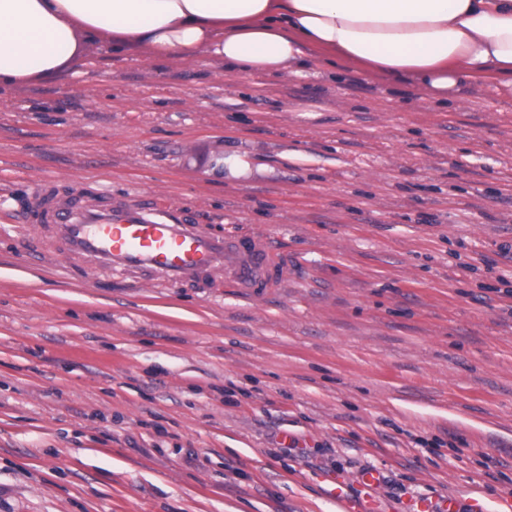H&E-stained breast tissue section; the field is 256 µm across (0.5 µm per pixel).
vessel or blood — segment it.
<instances>
[{
  "mask_svg": "<svg viewBox=\"0 0 512 512\" xmlns=\"http://www.w3.org/2000/svg\"><path fill=\"white\" fill-rule=\"evenodd\" d=\"M34 209L44 242L34 257L84 263L136 283H164L204 291L230 285L258 295L281 286L288 269L259 234L227 237L175 204L112 197L84 184L59 196L53 185L36 195ZM379 478L363 476L361 500H341L343 512H379Z\"/></svg>",
  "mask_w": 512,
  "mask_h": 512,
  "instance_id": "obj_1",
  "label": "vessel or blood"
}]
</instances>
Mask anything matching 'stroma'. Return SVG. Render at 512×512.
I'll return each instance as SVG.
<instances>
[{
    "label": "stroma",
    "mask_w": 512,
    "mask_h": 512,
    "mask_svg": "<svg viewBox=\"0 0 512 512\" xmlns=\"http://www.w3.org/2000/svg\"><path fill=\"white\" fill-rule=\"evenodd\" d=\"M0 89V512L512 502V95L347 64L245 79L88 47ZM265 159L240 176L226 155ZM263 233L284 287L201 297L27 261L44 180ZM379 477L375 471H368L363 475V487L366 494L359 501H350L340 498V506L345 512H380L379 510Z\"/></svg>",
    "instance_id": "35a3bbf8"
}]
</instances>
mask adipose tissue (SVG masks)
<instances>
[{
    "instance_id": "adipose-tissue-1",
    "label": "adipose tissue",
    "mask_w": 512,
    "mask_h": 512,
    "mask_svg": "<svg viewBox=\"0 0 512 512\" xmlns=\"http://www.w3.org/2000/svg\"><path fill=\"white\" fill-rule=\"evenodd\" d=\"M102 38L245 78L341 59L447 98L483 77L512 95V0H0V87L52 80Z\"/></svg>"
}]
</instances>
